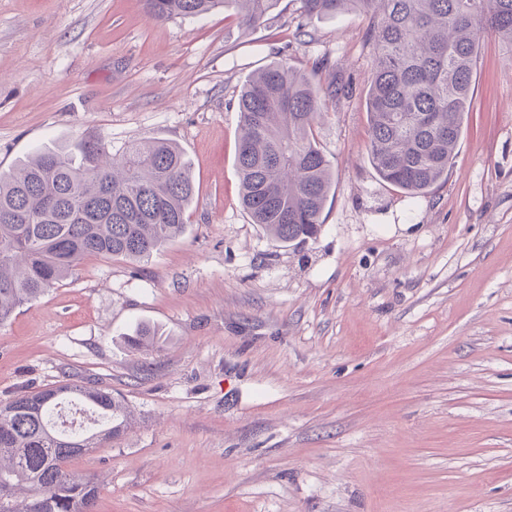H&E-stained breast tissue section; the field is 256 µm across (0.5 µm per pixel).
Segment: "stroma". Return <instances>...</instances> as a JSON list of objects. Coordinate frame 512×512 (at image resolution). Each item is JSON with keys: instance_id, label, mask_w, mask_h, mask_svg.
<instances>
[{"instance_id": "35a3bbf8", "label": "stroma", "mask_w": 512, "mask_h": 512, "mask_svg": "<svg viewBox=\"0 0 512 512\" xmlns=\"http://www.w3.org/2000/svg\"><path fill=\"white\" fill-rule=\"evenodd\" d=\"M300 6L247 30L233 7L0 0V173L164 140L196 183L182 238L87 258L0 327V401L121 395L129 427L71 463L95 512H512V46L482 36L454 164L411 195L370 162V19ZM272 62L345 86L313 126L333 189L304 243L240 202L238 95Z\"/></svg>"}]
</instances>
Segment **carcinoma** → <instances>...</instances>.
<instances>
[{"mask_svg":"<svg viewBox=\"0 0 512 512\" xmlns=\"http://www.w3.org/2000/svg\"><path fill=\"white\" fill-rule=\"evenodd\" d=\"M157 19L203 16L232 4L246 29L276 0H145ZM308 16L355 12L372 20L366 96L370 159L387 183L422 194L448 176L470 112L480 36L512 45V0H300ZM236 166L252 222L283 243L312 239L333 185L313 125L319 91L274 62L239 96ZM78 154L43 148L0 173V326L21 306L73 278L88 256L147 260L185 232L195 194L191 162L176 144L135 140L119 157L101 140ZM78 401L94 426L60 430L54 410ZM110 391L62 384L0 404V512H94L98 486L69 468L127 427Z\"/></svg>","mask_w":512,"mask_h":512,"instance_id":"cac0c4a2","label":"carcinoma"}]
</instances>
